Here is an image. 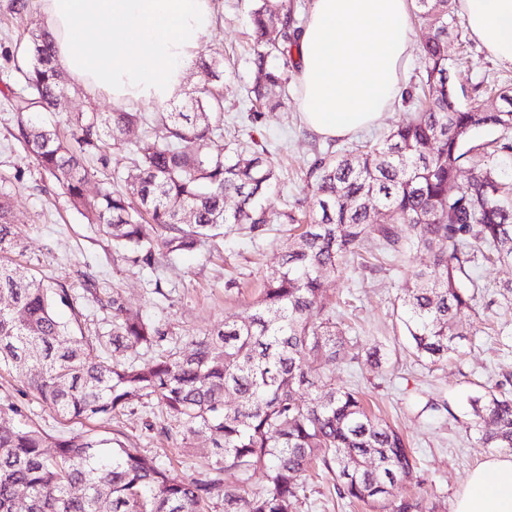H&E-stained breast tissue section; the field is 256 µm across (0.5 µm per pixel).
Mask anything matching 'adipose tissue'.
Wrapping results in <instances>:
<instances>
[{
  "mask_svg": "<svg viewBox=\"0 0 512 512\" xmlns=\"http://www.w3.org/2000/svg\"><path fill=\"white\" fill-rule=\"evenodd\" d=\"M56 57L118 107L165 111L208 40L212 0H43ZM472 35L512 65V0H459ZM413 50L409 0H312L295 81L305 127L344 138L380 124ZM454 512H512V454L473 470Z\"/></svg>",
  "mask_w": 512,
  "mask_h": 512,
  "instance_id": "obj_1",
  "label": "adipose tissue"
}]
</instances>
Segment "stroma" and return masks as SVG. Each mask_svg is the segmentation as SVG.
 Instances as JSON below:
<instances>
[{"instance_id":"1","label":"stroma","mask_w":512,"mask_h":512,"mask_svg":"<svg viewBox=\"0 0 512 512\" xmlns=\"http://www.w3.org/2000/svg\"><path fill=\"white\" fill-rule=\"evenodd\" d=\"M254 0H213L214 22L199 58L216 62L224 72V136L247 125L251 102L247 90L257 70L251 50L248 13ZM39 0L29 10L16 12L12 0H0V193L17 218L13 226L16 246L11 256L46 281L68 288L73 306L62 309L64 320H77L84 336L96 338L112 327L107 300L116 298L132 314L163 324L167 347L185 345L227 320L245 317L260 294L264 274L273 269L290 237L287 225H268L251 238L238 232L210 240L200 250L178 256H158L154 269H144L117 252L109 237L88 223L58 183L40 168L36 158L14 133L13 96L20 93L19 70L28 62L30 32L44 25ZM453 60L452 85L460 101L484 100L499 106L497 91L512 88V66L498 62L472 38L466 19L448 34ZM415 109L411 101L396 100L382 123L356 135L336 139L310 132L301 122L297 101L265 113L253 138L275 156L276 179L262 198L265 207L302 211L306 196L305 173L316 152H339L361 141L382 140ZM430 252L409 245L385 251L366 265L347 261L336 273L325 275L324 287L340 314L352 327L362 351L380 349L381 366L365 358L336 362V382L364 393L371 410L398 427L419 457L417 476L398 489L399 496L420 497L434 512H453L457 491L468 474L494 456L477 433L469 431L470 397L481 392L502 372L512 371V306L493 305L490 313L498 335L473 334L458 354L436 370L416 361L392 315V304L406 277L429 265ZM94 279L97 294L85 289ZM25 406L23 422L59 437L89 432L116 438L141 453L157 458L172 475L184 476L214 464L211 441L201 435L191 450H183L182 437L156 400L109 420L66 421L43 408L25 392L17 375L0 371V411L9 405ZM298 512H370L359 501L338 498L332 480L312 475Z\"/></svg>"}]
</instances>
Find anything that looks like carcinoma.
I'll return each mask as SVG.
<instances>
[{
  "instance_id": "obj_1",
  "label": "carcinoma",
  "mask_w": 512,
  "mask_h": 512,
  "mask_svg": "<svg viewBox=\"0 0 512 512\" xmlns=\"http://www.w3.org/2000/svg\"><path fill=\"white\" fill-rule=\"evenodd\" d=\"M414 18L427 30L422 43L425 109L384 142L355 153L316 156L306 173L311 215L288 243L278 266L263 278L252 313L197 336L185 350L158 359L118 364L105 351L152 348L168 332L130 314L112 299V328L90 343L69 331L55 309L69 304L55 288L9 257L14 215L0 199V370L24 378L39 403L62 417L107 419L155 399L180 429L182 441L208 432L222 459L189 478H175L153 458L118 439L86 433L54 439L31 426L0 421V512H295L316 463L331 475L341 499L371 512H428L418 499H399L396 486L413 479L417 461L403 435L369 413L362 394L336 384L329 364L356 348L336 321L323 276L360 256L368 235L398 251L407 227L410 244L429 251L431 264L412 271L401 289L396 321L419 361L436 365L456 351L462 329L478 317L485 285L473 276L478 261L512 265V181L485 162L512 155V93L492 111L462 103L448 84V33L457 23L455 0H414ZM260 76L252 88L262 110L288 105V72L300 25L288 0H259L251 14ZM30 61L22 71L27 93L14 99L16 139L65 190L88 222L152 267L156 256L192 252L239 227L258 236L269 224L296 221L260 203L276 179L265 151L234 141L204 154L196 143L223 136L224 95L203 85L190 112H156L152 134L135 143L127 133L140 112L79 113L70 137L39 124L35 114L57 111L76 87L56 61L47 29L31 31ZM492 127L498 138L466 147L470 135ZM135 154L126 189L105 188L89 198L86 156L105 139ZM471 179L450 194L464 164ZM237 200L228 210L224 200ZM505 381L471 398L470 428L488 448L512 451V393ZM234 397L236 406L226 408ZM232 471L238 483L227 485ZM265 483L252 486L256 473Z\"/></svg>"
}]
</instances>
